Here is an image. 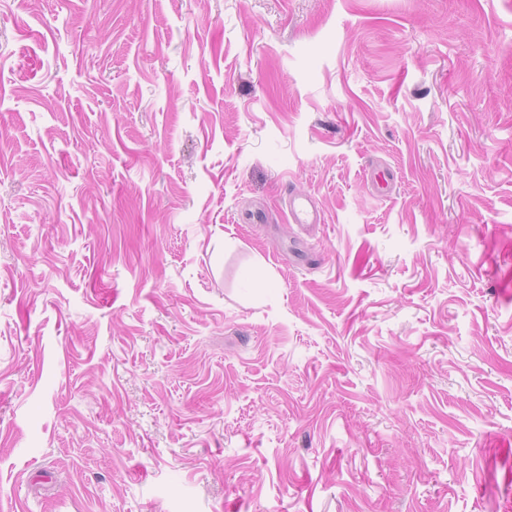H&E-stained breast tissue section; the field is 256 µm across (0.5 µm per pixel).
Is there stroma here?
I'll list each match as a JSON object with an SVG mask.
<instances>
[{
  "label": "stroma",
  "mask_w": 512,
  "mask_h": 512,
  "mask_svg": "<svg viewBox=\"0 0 512 512\" xmlns=\"http://www.w3.org/2000/svg\"><path fill=\"white\" fill-rule=\"evenodd\" d=\"M0 512H512V0H0ZM289 215L294 224H317L320 216L307 198L294 196L289 202Z\"/></svg>",
  "instance_id": "stroma-1"
}]
</instances>
